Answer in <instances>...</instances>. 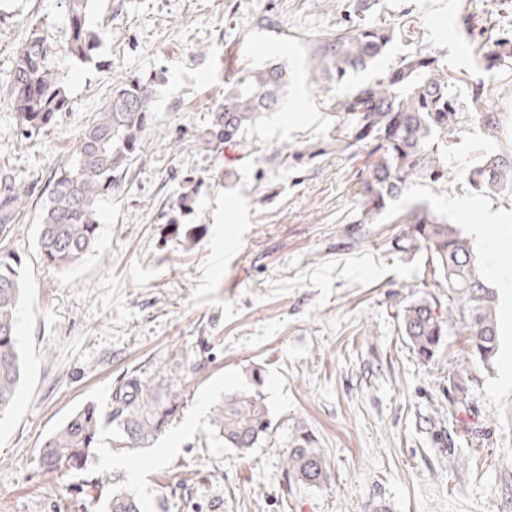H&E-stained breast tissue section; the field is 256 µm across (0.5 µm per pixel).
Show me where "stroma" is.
Here are the masks:
<instances>
[{"label":"stroma","instance_id":"obj_1","mask_svg":"<svg viewBox=\"0 0 512 512\" xmlns=\"http://www.w3.org/2000/svg\"><path fill=\"white\" fill-rule=\"evenodd\" d=\"M32 15L59 47L69 109L26 139L0 107V174L32 193L12 238L26 374L0 419V512H104L114 488L145 512H512V290L490 263H512V190L485 196L467 180L485 155L512 149V63L482 61L487 39L512 32V0H95L100 46L88 63L63 49L66 0H0V80ZM358 23L405 28L379 70L435 52L459 76L460 101L483 87L501 115L496 137L473 120L449 138L447 179H413L391 204L426 205L469 238L498 296L490 366L459 335L432 361L415 356L403 308L424 298L447 314L448 291L425 250H397L407 225L355 221L366 154L337 150L336 101L362 77L336 84L316 56ZM270 63L288 72L280 108L244 147L206 140L225 81ZM133 79L154 90L150 134L100 202L97 250L56 272L38 257L34 213L94 112ZM190 190V211L168 224L169 204ZM491 215L487 242L473 227ZM184 356L196 373L183 374ZM256 370L272 430L244 454L215 439L210 416ZM132 371L157 397L184 399L158 440L133 454L102 446L74 475L40 469L43 438L84 404L108 409ZM303 428L331 466L318 487L284 473Z\"/></svg>","mask_w":512,"mask_h":512}]
</instances>
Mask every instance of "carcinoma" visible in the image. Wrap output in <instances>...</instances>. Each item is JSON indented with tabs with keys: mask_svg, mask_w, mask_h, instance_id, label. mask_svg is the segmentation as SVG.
Returning a JSON list of instances; mask_svg holds the SVG:
<instances>
[{
	"mask_svg": "<svg viewBox=\"0 0 512 512\" xmlns=\"http://www.w3.org/2000/svg\"><path fill=\"white\" fill-rule=\"evenodd\" d=\"M94 0H67L66 52L87 62L99 48L98 31L89 15ZM26 39L7 79L4 101L14 113L21 135L29 139L52 126L68 109L67 93L52 57L49 32L25 19ZM396 35V28L357 24L329 43L330 53L318 57L317 67L336 73L340 83L350 74L374 67ZM512 58V35H498L493 48L483 53L493 70ZM288 72L278 65L246 69L224 87V103L206 136L228 145L244 143L243 136L265 113L280 104ZM455 77L431 52L410 53L379 77L349 89L336 109L343 113L336 148L368 149L372 158L360 182V212L356 224H378L391 201L418 176L438 181L447 177L435 141L448 139L471 120H478L495 135L500 116L487 111L483 90L477 88L467 102L453 92ZM153 89L131 81L112 90V96L94 113L75 148V163L54 175L52 188L39 213L37 247L42 263L59 272L81 266L99 238L98 206L112 194L113 173L130 164L150 131ZM469 184L479 192L494 194L512 186V153L489 154L470 170ZM29 187L5 174L0 177V414L13 405L23 377L18 348L17 309L23 285L10 242L14 224L27 207ZM397 224L408 225L404 250L425 248L433 277L448 288V319L427 300L403 309L402 329L415 354L430 361L444 337L453 329L467 337L470 355L487 367L498 351L495 293L487 288L476 268L469 242L456 227L431 210L415 206L400 213ZM255 388L224 394L213 411L211 425L229 448H255L271 429L269 409L257 389L261 378L253 374ZM179 394L165 401L136 374L116 385L112 410L103 414L94 404L75 410L44 440L39 465L46 472L66 474L84 469L96 460L101 437L112 428V449L132 453L149 446L175 416ZM285 474L316 487L328 480L329 464L307 431L294 435L285 457ZM106 512H143L142 505L123 489H114Z\"/></svg>",
	"mask_w": 512,
	"mask_h": 512,
	"instance_id": "carcinoma-1",
	"label": "carcinoma"
}]
</instances>
